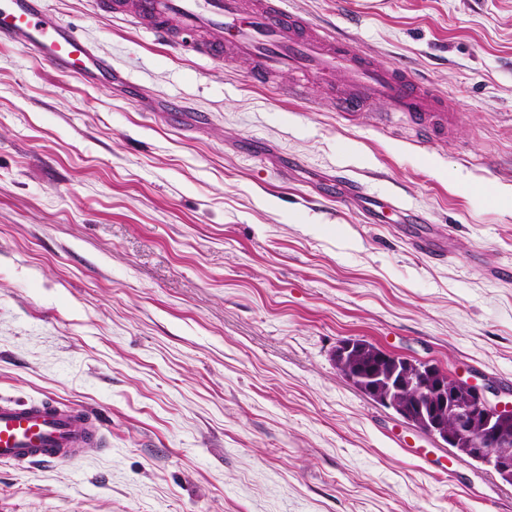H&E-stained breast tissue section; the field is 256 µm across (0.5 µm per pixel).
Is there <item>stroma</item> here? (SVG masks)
I'll list each match as a JSON object with an SVG mask.
<instances>
[{"mask_svg":"<svg viewBox=\"0 0 512 512\" xmlns=\"http://www.w3.org/2000/svg\"><path fill=\"white\" fill-rule=\"evenodd\" d=\"M460 121L420 142L341 76L201 58L47 0L111 82L0 44V398L104 443L0 464V512H512V484L338 376L360 338L512 400V0H284ZM358 182L418 214L346 194ZM447 249L438 262L412 240Z\"/></svg>","mask_w":512,"mask_h":512,"instance_id":"1","label":"stroma"}]
</instances>
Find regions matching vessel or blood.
Masks as SVG:
<instances>
[{
    "instance_id": "vessel-or-blood-1",
    "label": "vessel or blood",
    "mask_w": 512,
    "mask_h": 512,
    "mask_svg": "<svg viewBox=\"0 0 512 512\" xmlns=\"http://www.w3.org/2000/svg\"><path fill=\"white\" fill-rule=\"evenodd\" d=\"M97 9L148 23L164 45L200 57L230 54L251 58V79L267 83L281 70L321 77L343 69L340 112L356 119L367 102L385 101L417 137L446 135L460 120L445 97L411 82L394 67L375 66L352 42L309 24L286 10L283 0H93ZM218 29L224 42L198 40L197 32ZM0 41L18 43L55 70L84 79L110 77L112 66L69 24L55 17L45 0H0ZM99 436L97 418L51 398L22 403L0 400V463L60 464L74 461L80 448Z\"/></svg>"
}]
</instances>
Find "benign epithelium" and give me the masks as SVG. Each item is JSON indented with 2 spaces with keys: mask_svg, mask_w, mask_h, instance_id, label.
Wrapping results in <instances>:
<instances>
[{
  "mask_svg": "<svg viewBox=\"0 0 512 512\" xmlns=\"http://www.w3.org/2000/svg\"><path fill=\"white\" fill-rule=\"evenodd\" d=\"M354 343H341L335 352L337 373L347 377L344 358ZM376 401L406 423L436 438L463 446L461 452L512 480V438L503 433L501 420L512 417V403H493L487 382L451 377L437 364L385 352L368 370Z\"/></svg>",
  "mask_w": 512,
  "mask_h": 512,
  "instance_id": "obj_1",
  "label": "benign epithelium"
}]
</instances>
